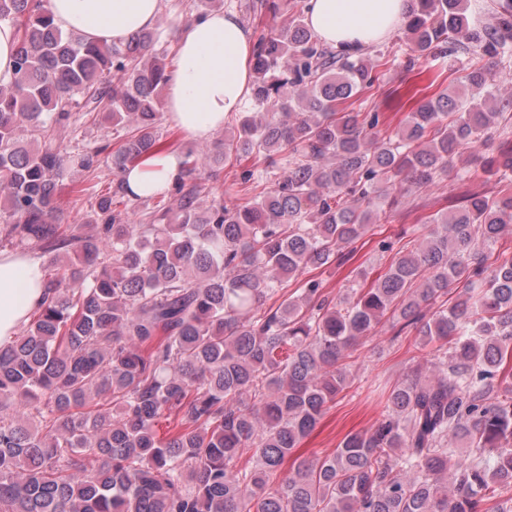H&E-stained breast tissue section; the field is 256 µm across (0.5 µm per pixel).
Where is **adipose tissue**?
<instances>
[{"mask_svg": "<svg viewBox=\"0 0 512 512\" xmlns=\"http://www.w3.org/2000/svg\"><path fill=\"white\" fill-rule=\"evenodd\" d=\"M308 26L324 45L358 53L402 25L407 0H308ZM55 24L87 41L120 44L154 26L161 0H47ZM178 67L168 78L165 112L171 128L195 141L223 131L228 115L251 95L255 39L230 11L209 12L177 33ZM180 150L164 148L129 165L120 175L128 194L148 197L179 177ZM41 264L22 253L0 252V345L10 343L41 307Z\"/></svg>", "mask_w": 512, "mask_h": 512, "instance_id": "obj_1", "label": "adipose tissue"}]
</instances>
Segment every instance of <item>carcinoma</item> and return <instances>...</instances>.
<instances>
[{
    "instance_id": "cac0c4a2",
    "label": "carcinoma",
    "mask_w": 512,
    "mask_h": 512,
    "mask_svg": "<svg viewBox=\"0 0 512 512\" xmlns=\"http://www.w3.org/2000/svg\"><path fill=\"white\" fill-rule=\"evenodd\" d=\"M469 2L410 0L411 51L512 54V0L481 28ZM0 22L20 31L15 79L0 86V241L55 254L45 303L0 346V512H512V248L495 250L512 233L511 192L466 197L405 250L380 241L393 256L369 288H285L336 262L385 204L456 168L462 145L512 128L491 69L466 75L470 95L424 97L383 134L377 113L352 109L379 64L325 47L301 10L259 33L258 111L182 151L173 203L133 224L114 202L121 187L71 186L95 200L87 232L58 222L57 195L106 151L119 173L162 147L168 51L154 28L89 42L44 0H0ZM102 104L122 130L115 150L64 153L50 124ZM247 158L281 174L243 205L204 202L205 182ZM503 170L512 146L481 166ZM390 321L436 344L433 358L369 428L295 455L349 388L355 346Z\"/></svg>"
}]
</instances>
